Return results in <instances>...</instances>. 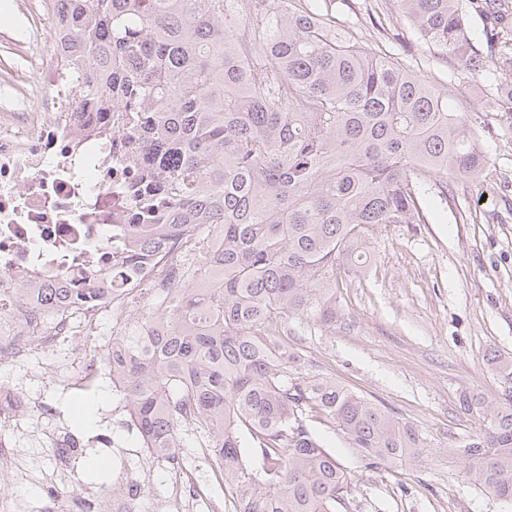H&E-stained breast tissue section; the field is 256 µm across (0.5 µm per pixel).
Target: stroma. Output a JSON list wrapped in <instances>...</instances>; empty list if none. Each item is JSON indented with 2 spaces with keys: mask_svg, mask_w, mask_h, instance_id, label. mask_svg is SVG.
Here are the masks:
<instances>
[{
  "mask_svg": "<svg viewBox=\"0 0 512 512\" xmlns=\"http://www.w3.org/2000/svg\"><path fill=\"white\" fill-rule=\"evenodd\" d=\"M391 0H358L350 26L367 53L395 54L427 81L448 89L451 104L482 114L478 134L489 166L475 179L453 185L454 197L431 191L425 203L428 223L390 224L368 229L370 256L361 272L336 271L334 325L307 318L288 326V344L299 350L309 372L336 378L342 386L387 408L420 435L421 462L403 463L373 473L345 442L341 431L320 418L310 430L336 454L350 486L336 512H512L482 488L461 480L458 448L479 422L459 406L463 393L504 402L512 377L503 376L491 355L512 360V112L503 111L484 80L499 65L483 52V71L461 77L454 63L415 46L408 24H400L401 44L381 43L369 19L372 11H392ZM116 323L99 314L84 335L41 353L27 365L0 362V380L38 405L20 418L16 446L32 472V482L14 483L0 464V492L36 503L46 493L43 474L52 472V449L33 446L37 434H73L82 441L68 464V483L93 495L98 512H107L101 481L129 480L144 488V512H168L172 466L150 456L121 396L100 371L85 389H67L52 371L70 356L104 352ZM94 407L91 420L74 413L82 402ZM182 475L199 488L184 512H237V503L210 474L200 449L190 451Z\"/></svg>",
  "mask_w": 512,
  "mask_h": 512,
  "instance_id": "obj_1",
  "label": "stroma"
}]
</instances>
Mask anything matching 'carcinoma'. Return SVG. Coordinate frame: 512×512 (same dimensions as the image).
<instances>
[{"instance_id":"obj_1","label":"carcinoma","mask_w":512,"mask_h":512,"mask_svg":"<svg viewBox=\"0 0 512 512\" xmlns=\"http://www.w3.org/2000/svg\"><path fill=\"white\" fill-rule=\"evenodd\" d=\"M75 39L62 67L79 97L112 111L143 148L130 191L137 223L114 234L117 282L155 265L178 288H147L105 359L150 454L180 464L193 435L210 448L238 512H336L349 477L304 424L339 427L373 472L418 462L422 441L382 406L321 374L302 373L288 323L336 322V261L367 262L365 229L425 224L430 184L476 178L481 116L382 52L363 51L322 0H51ZM490 45L512 41L503 0H476ZM417 39L480 72L460 0H394ZM379 39L398 38L371 18ZM249 32L251 52L240 54ZM99 288H40L21 279L0 295V319L44 294L57 305ZM480 422L460 477L512 503V398L463 394ZM258 460L253 468L243 448Z\"/></svg>"}]
</instances>
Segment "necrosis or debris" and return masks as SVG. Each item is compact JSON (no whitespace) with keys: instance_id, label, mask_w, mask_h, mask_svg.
Listing matches in <instances>:
<instances>
[{"instance_id":"4bbe7bcc","label":"necrosis or debris","mask_w":512,"mask_h":512,"mask_svg":"<svg viewBox=\"0 0 512 512\" xmlns=\"http://www.w3.org/2000/svg\"><path fill=\"white\" fill-rule=\"evenodd\" d=\"M27 23L10 39L31 67L30 90L0 114V290L17 278L40 280L58 272L77 285L84 269L61 264L64 251L105 263L108 231L132 223L136 206L127 191L139 175L135 140L120 124L98 133L99 114L79 109L76 81L59 65L64 39L58 16L25 11ZM28 310L0 320V359L24 361L39 346L24 325Z\"/></svg>"}]
</instances>
